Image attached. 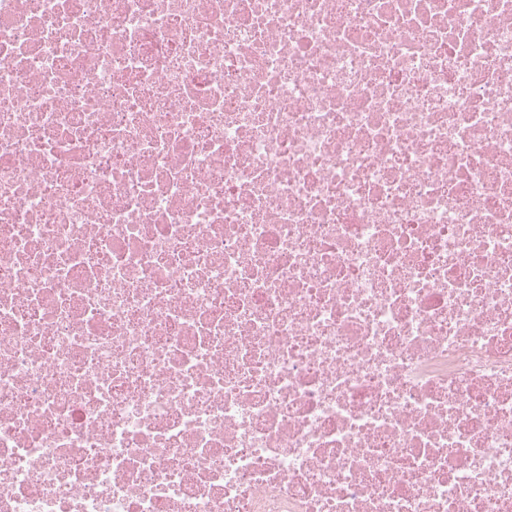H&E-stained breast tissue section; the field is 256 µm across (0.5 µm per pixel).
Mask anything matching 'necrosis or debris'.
I'll list each match as a JSON object with an SVG mask.
<instances>
[{"label":"necrosis or debris","mask_w":512,"mask_h":512,"mask_svg":"<svg viewBox=\"0 0 512 512\" xmlns=\"http://www.w3.org/2000/svg\"><path fill=\"white\" fill-rule=\"evenodd\" d=\"M0 512H512V0H0Z\"/></svg>","instance_id":"1"}]
</instances>
